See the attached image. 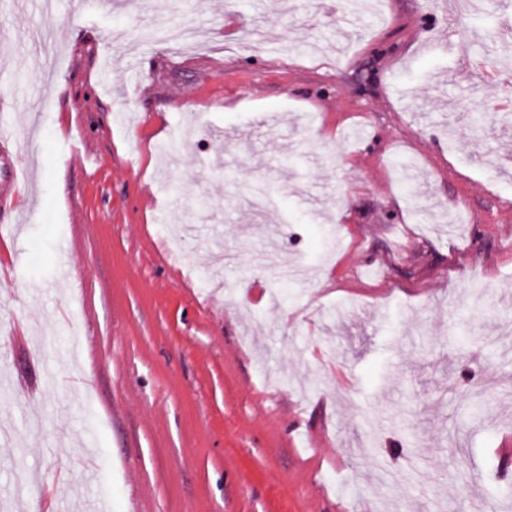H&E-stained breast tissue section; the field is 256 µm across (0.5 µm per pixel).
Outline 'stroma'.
<instances>
[{"label": "stroma", "mask_w": 512, "mask_h": 512, "mask_svg": "<svg viewBox=\"0 0 512 512\" xmlns=\"http://www.w3.org/2000/svg\"><path fill=\"white\" fill-rule=\"evenodd\" d=\"M347 11L0 0V96L37 90L0 116L32 177L0 214L21 229L0 246V342L20 323L30 351L0 355L25 379L0 389V512L24 471L56 512L82 495L112 512H512V110L474 104L484 73L512 85V0ZM154 26L204 47L145 39ZM176 219L186 261L163 242ZM53 346L69 362L45 385Z\"/></svg>", "instance_id": "obj_1"}]
</instances>
